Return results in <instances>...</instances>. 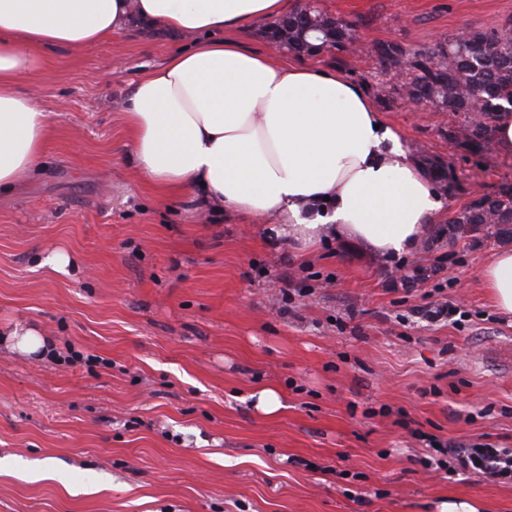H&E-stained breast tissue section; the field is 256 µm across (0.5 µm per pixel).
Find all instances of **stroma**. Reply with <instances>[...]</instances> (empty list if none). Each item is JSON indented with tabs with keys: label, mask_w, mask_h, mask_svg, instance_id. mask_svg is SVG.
<instances>
[{
	"label": "stroma",
	"mask_w": 512,
	"mask_h": 512,
	"mask_svg": "<svg viewBox=\"0 0 512 512\" xmlns=\"http://www.w3.org/2000/svg\"><path fill=\"white\" fill-rule=\"evenodd\" d=\"M314 4L363 44L411 49L512 18V0ZM190 42L137 25L44 53V164L0 193V328L31 324L83 358L0 343V512H512L511 482L421 464L434 439L512 448V314L481 283L502 241L311 248L276 219L159 197L126 163L122 103ZM309 61L371 93L389 81L363 49ZM375 105L410 152L452 165L440 223L512 186V155L455 147L448 113ZM441 302L466 318L429 321ZM263 388L275 415L254 407Z\"/></svg>",
	"instance_id": "obj_1"
}]
</instances>
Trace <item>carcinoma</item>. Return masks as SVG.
<instances>
[{
	"mask_svg": "<svg viewBox=\"0 0 512 512\" xmlns=\"http://www.w3.org/2000/svg\"><path fill=\"white\" fill-rule=\"evenodd\" d=\"M269 40L306 55L330 47L338 51L354 48L360 36L351 24L302 5L273 25ZM370 52L386 70H407V84L417 106L434 107L460 120L448 130V139L471 153L488 142L494 120L501 112H512V18L484 30L445 38L431 48L407 49L392 41H374ZM435 183L445 190L454 187L451 166L437 157H423ZM440 233L448 245L461 239L479 244L487 239H512V188L494 195L479 194L462 210L448 218Z\"/></svg>",
	"mask_w": 512,
	"mask_h": 512,
	"instance_id": "obj_1",
	"label": "carcinoma"
}]
</instances>
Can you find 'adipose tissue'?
<instances>
[{"label": "adipose tissue", "mask_w": 512, "mask_h": 512, "mask_svg": "<svg viewBox=\"0 0 512 512\" xmlns=\"http://www.w3.org/2000/svg\"><path fill=\"white\" fill-rule=\"evenodd\" d=\"M294 0H0V190L40 167L50 135L37 102L43 51L93 46L135 24L199 40L133 83L129 161L163 194L320 229L380 255L417 249L440 204L361 85L333 68L285 65L245 47L246 26ZM483 288L512 313V249L483 267Z\"/></svg>", "instance_id": "adipose-tissue-1"}]
</instances>
